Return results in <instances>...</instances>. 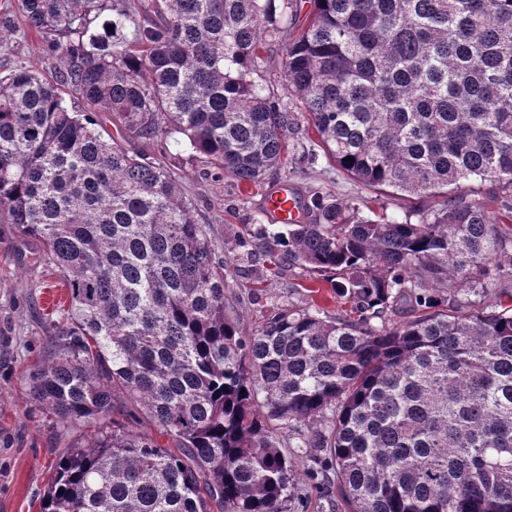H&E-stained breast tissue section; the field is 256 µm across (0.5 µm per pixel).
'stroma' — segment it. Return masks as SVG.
Masks as SVG:
<instances>
[{"label": "stroma", "mask_w": 512, "mask_h": 512, "mask_svg": "<svg viewBox=\"0 0 512 512\" xmlns=\"http://www.w3.org/2000/svg\"><path fill=\"white\" fill-rule=\"evenodd\" d=\"M10 16L13 28L0 39V77L22 66H36L50 75L55 57L49 44L29 28L14 0H0V17ZM180 176L184 197L195 206L199 223L207 225L219 254L233 257L228 281L242 303L238 314L245 328H255L265 312L282 304L315 302L329 311L343 307L331 281L299 269L272 277L262 257L243 258L239 235L268 223L265 194L288 186L301 196L320 190L360 207L364 214L382 216L403 210L433 208L432 197L400 199L368 189L329 165L307 164L310 142L297 136L290 142L289 167L246 189L230 177L214 178L202 159L175 143L129 140ZM38 241L20 236L13 225L0 224V512H39V499L52 475L60 449L86 445L91 431L82 425L57 426L51 414L35 409L30 375L47 355L68 306V293L57 274L40 264ZM299 477L291 512H338L329 485L311 479L313 462L294 457Z\"/></svg>", "instance_id": "35a3bbf8"}]
</instances>
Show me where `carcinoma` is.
Here are the masks:
<instances>
[{
	"instance_id": "1",
	"label": "carcinoma",
	"mask_w": 512,
	"mask_h": 512,
	"mask_svg": "<svg viewBox=\"0 0 512 512\" xmlns=\"http://www.w3.org/2000/svg\"><path fill=\"white\" fill-rule=\"evenodd\" d=\"M16 7L56 63L0 78V223L69 292L31 400L93 429L40 512H290L286 446L328 460L347 512H512V307L468 299L512 263H492L507 238L467 189L497 186L512 220V0ZM288 28L274 77L262 48ZM297 104L338 171L438 201L374 220L317 191L312 221L242 239L336 275L351 303L277 306L248 331L174 172L123 141L171 139L252 186L280 169ZM401 300L427 313L396 322Z\"/></svg>"
}]
</instances>
